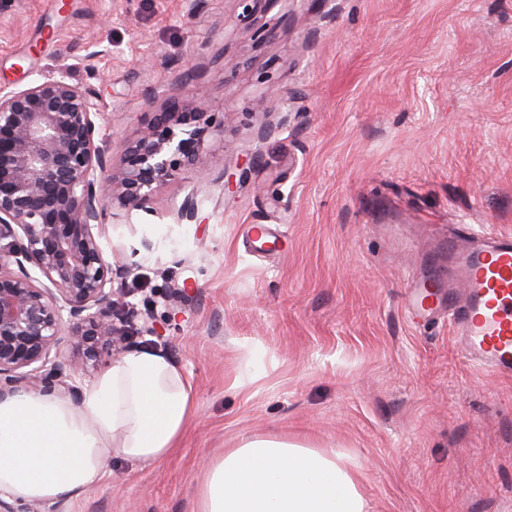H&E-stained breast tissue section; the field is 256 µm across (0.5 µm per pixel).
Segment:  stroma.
I'll return each mask as SVG.
<instances>
[{"label": "stroma", "mask_w": 512, "mask_h": 512, "mask_svg": "<svg viewBox=\"0 0 512 512\" xmlns=\"http://www.w3.org/2000/svg\"><path fill=\"white\" fill-rule=\"evenodd\" d=\"M241 11L0 0V83L70 68L113 162L168 96L224 116L203 164L101 234L135 325L166 318L167 286L191 295L133 344L174 359L196 416L167 459L107 462L42 512H194L205 461L270 433L341 456L368 512H512V380L404 304L409 273L447 279L449 225L512 233V0H260V38Z\"/></svg>", "instance_id": "stroma-1"}]
</instances>
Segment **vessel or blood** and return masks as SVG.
Returning <instances> with one entry per match:
<instances>
[{"mask_svg": "<svg viewBox=\"0 0 512 512\" xmlns=\"http://www.w3.org/2000/svg\"><path fill=\"white\" fill-rule=\"evenodd\" d=\"M447 255L443 287L409 282V313L424 324L447 314L470 363L512 377V235L456 225L448 230Z\"/></svg>", "mask_w": 512, "mask_h": 512, "instance_id": "1", "label": "vessel or blood"}]
</instances>
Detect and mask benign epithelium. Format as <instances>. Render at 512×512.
Returning <instances> with one entry per match:
<instances>
[{"label": "benign epithelium", "mask_w": 512, "mask_h": 512, "mask_svg": "<svg viewBox=\"0 0 512 512\" xmlns=\"http://www.w3.org/2000/svg\"><path fill=\"white\" fill-rule=\"evenodd\" d=\"M238 21L255 27L250 0ZM97 93L56 68L27 88L0 87V396L24 388L78 399L89 364L125 353L133 308L112 289L100 243L108 211L146 209L203 160L224 120L198 96L169 97L119 165L106 151ZM67 337L73 356L51 353Z\"/></svg>", "instance_id": "7a95c632"}]
</instances>
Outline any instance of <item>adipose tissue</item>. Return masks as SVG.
<instances>
[{"instance_id":"adipose-tissue-1","label":"adipose tissue","mask_w":512,"mask_h":512,"mask_svg":"<svg viewBox=\"0 0 512 512\" xmlns=\"http://www.w3.org/2000/svg\"><path fill=\"white\" fill-rule=\"evenodd\" d=\"M196 410L180 367L139 348L107 366L80 402L20 389L0 397V499L22 506L81 498L116 457L167 458ZM356 476L341 458L288 440L245 437L205 464L196 512H366Z\"/></svg>"}]
</instances>
